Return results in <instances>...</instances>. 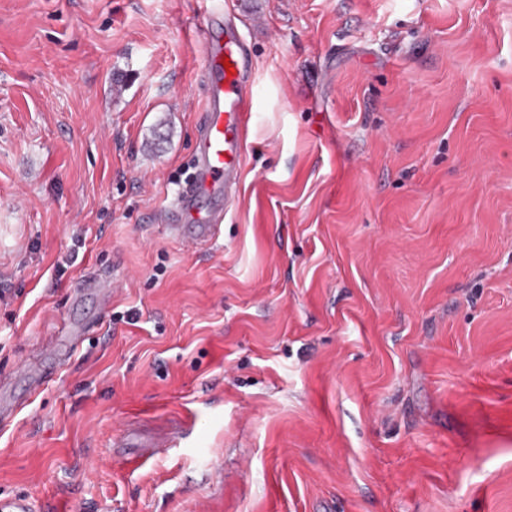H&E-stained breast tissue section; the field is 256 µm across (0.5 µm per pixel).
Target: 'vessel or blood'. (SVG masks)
<instances>
[{
	"instance_id": "b4317fda",
	"label": "vessel or blood",
	"mask_w": 512,
	"mask_h": 512,
	"mask_svg": "<svg viewBox=\"0 0 512 512\" xmlns=\"http://www.w3.org/2000/svg\"><path fill=\"white\" fill-rule=\"evenodd\" d=\"M207 29L199 45L204 109L194 138V174L162 217L168 235L190 239L200 250L210 248L221 233L224 204L232 200L240 182L245 134L252 117L246 94L253 68L249 45L231 12L219 2L209 12ZM88 295L95 296L100 307L110 305L109 280H83L72 300L78 303ZM89 332L88 324L64 319L46 349L35 359L20 361L15 377L27 381L33 391L45 386L52 378L53 366L66 361Z\"/></svg>"
}]
</instances>
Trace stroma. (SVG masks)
<instances>
[{
	"instance_id": "35a3bbf8",
	"label": "stroma",
	"mask_w": 512,
	"mask_h": 512,
	"mask_svg": "<svg viewBox=\"0 0 512 512\" xmlns=\"http://www.w3.org/2000/svg\"><path fill=\"white\" fill-rule=\"evenodd\" d=\"M215 1L0 0V378L114 288L0 498L512 512V0H223L254 118L199 251L160 212ZM87 295H94L101 309L112 303V286L109 280L101 277H90L80 284L72 296L73 304L80 303Z\"/></svg>"
}]
</instances>
